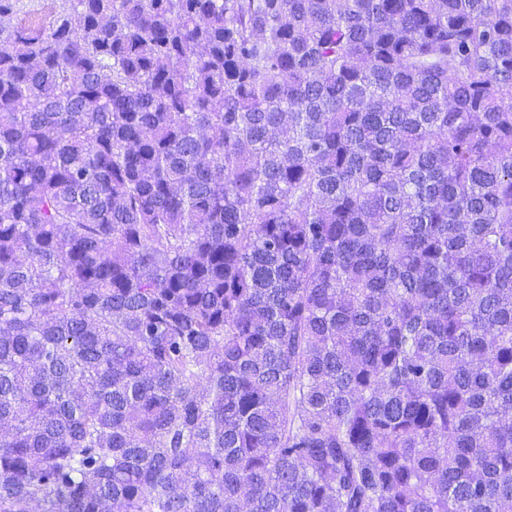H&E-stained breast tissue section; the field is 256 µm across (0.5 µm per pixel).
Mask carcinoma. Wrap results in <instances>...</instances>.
I'll list each match as a JSON object with an SVG mask.
<instances>
[{
	"instance_id": "obj_1",
	"label": "carcinoma",
	"mask_w": 512,
	"mask_h": 512,
	"mask_svg": "<svg viewBox=\"0 0 512 512\" xmlns=\"http://www.w3.org/2000/svg\"><path fill=\"white\" fill-rule=\"evenodd\" d=\"M0 0V512H512V0ZM24 10L20 18L24 21L31 17H36L43 24L48 25L53 21L52 6L53 0H23Z\"/></svg>"
}]
</instances>
